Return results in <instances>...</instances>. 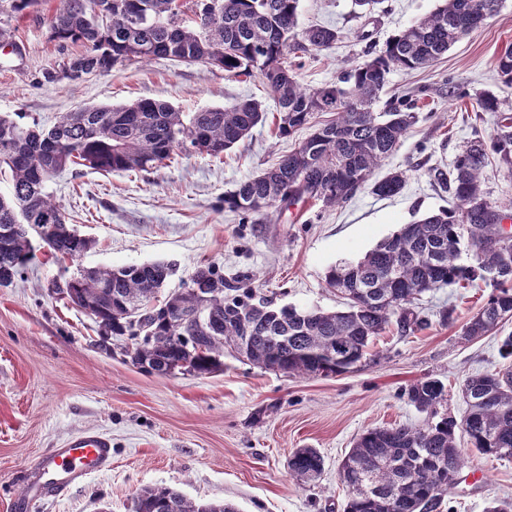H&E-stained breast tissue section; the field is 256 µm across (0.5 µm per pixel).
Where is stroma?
Here are the masks:
<instances>
[{
  "instance_id": "obj_1",
  "label": "stroma",
  "mask_w": 512,
  "mask_h": 512,
  "mask_svg": "<svg viewBox=\"0 0 512 512\" xmlns=\"http://www.w3.org/2000/svg\"><path fill=\"white\" fill-rule=\"evenodd\" d=\"M440 0H381L363 12L354 0H300L301 26L340 30L331 48L298 59L296 78L307 88L337 82L344 67L380 51L401 30L428 16ZM60 0H40L21 14L0 12V113L20 112L25 124L50 127L81 105H129L162 100L184 112L228 107L245 98L262 102L263 125L217 158L178 156L146 173H109L70 166L50 179L47 192L77 232L92 240L81 257L56 259L48 249L21 276L0 286V512H133L141 489L167 486L196 502L226 501L238 512H342L346 489L338 467L363 431L430 420L406 391L431 377L447 390L442 411L463 416L460 387L474 374L502 365L501 336L512 320L467 341L463 329L492 286H446L427 293L421 312L430 324L401 335L389 326L360 364L333 376L265 370L224 352V369L205 376L148 374L114 353L92 320L50 285L80 270L154 261L173 268L166 288H181L197 266L213 265L225 279L250 275L256 297L274 305L337 310L327 288L328 268L356 260L401 225L447 206L428 171L452 166L464 142L490 137L495 116L473 108L490 93L512 111V85L495 62L512 45V0L456 43L435 66L391 71L375 105L413 95L418 120L397 151L376 170L404 171L401 194L381 198L362 190L334 208L304 201L283 213L248 217L224 206L238 182L271 167L307 138L275 135V104L256 77H225L200 63L163 58L116 65L77 81L62 78L82 46L51 41L48 19ZM58 73L47 82L45 72ZM454 307L451 322L440 312ZM112 442V467L87 476L60 495L24 510L35 463L81 432ZM317 449L320 479L302 481L288 469L294 449ZM469 464L448 496L453 512H485L497 497H512V459L468 452Z\"/></svg>"
}]
</instances>
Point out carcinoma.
<instances>
[{
	"mask_svg": "<svg viewBox=\"0 0 512 512\" xmlns=\"http://www.w3.org/2000/svg\"><path fill=\"white\" fill-rule=\"evenodd\" d=\"M67 8L49 18L50 39L81 43L64 76L72 81L106 73L117 64L165 58L203 63L227 77L258 76L274 97L277 134L290 137L308 125L310 136L275 166L239 182L224 195V207L245 216L282 205L314 200L332 207L369 188L380 197L397 195L406 176L394 171L373 180L416 122V101L376 112L388 74L432 66L461 37L498 12L501 0H442L430 15L389 40L379 54L346 67L335 84L304 89L292 59L330 47L340 30L299 26L300 0H223L224 15L211 16L208 0H196L185 17L174 0H65ZM500 80L512 85V45L496 63ZM482 112L497 115L495 134L463 145L452 167L429 169L431 180L455 205L403 225L356 261L328 269L327 287L343 299L340 310L276 307L224 280L213 266L198 267L186 286L157 305L172 273L163 262L121 268L81 270L60 294L86 313L104 339L149 373L207 375L224 367V349L233 348L251 364L291 375L331 376L349 371L391 322L402 333L425 325L414 309L430 291L481 279L495 290L466 322L463 336H483L512 318V236L503 212L482 189L483 170L495 155L512 167V113L486 94ZM323 112L334 114L316 121ZM262 105L244 99L230 108L181 112L165 101L131 105L81 106L51 127L24 125L0 115V132L16 133L0 146V168L11 176V190L0 195V286L10 284L35 255L33 225L51 218L41 243L63 259L90 249L45 191L48 169L68 166L99 171H149L174 155L217 157L248 138L263 121ZM476 259L460 262L462 251ZM205 314L198 323L192 315ZM467 405L461 419L444 414L419 426L371 428L354 440L339 467L348 489L343 512H439L466 460L458 436L486 456L512 459V364L475 374L463 384ZM408 399L421 411L437 414L445 385L434 378L416 381ZM291 472L308 481L324 468L315 448H297ZM134 512H238L229 503L197 504L168 487H146Z\"/></svg>",
	"mask_w": 512,
	"mask_h": 512,
	"instance_id": "1",
	"label": "carcinoma"
}]
</instances>
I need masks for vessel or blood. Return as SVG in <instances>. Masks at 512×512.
<instances>
[{
  "label": "vessel or blood",
  "mask_w": 512,
  "mask_h": 512,
  "mask_svg": "<svg viewBox=\"0 0 512 512\" xmlns=\"http://www.w3.org/2000/svg\"><path fill=\"white\" fill-rule=\"evenodd\" d=\"M112 467L110 440L98 433L83 432L70 438L63 447L41 456L35 468L42 478L30 498L49 494L71 486L92 473H102Z\"/></svg>",
  "instance_id": "obj_1"
}]
</instances>
